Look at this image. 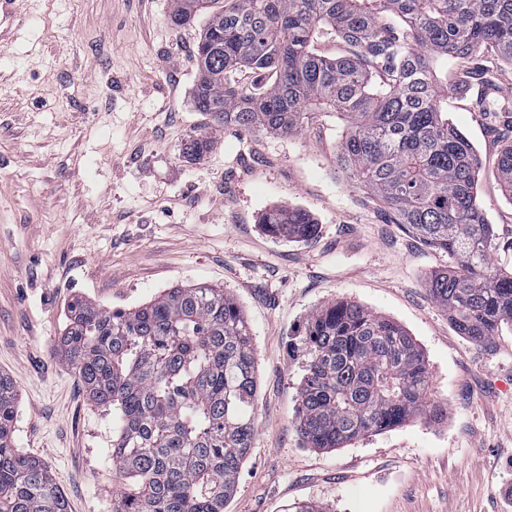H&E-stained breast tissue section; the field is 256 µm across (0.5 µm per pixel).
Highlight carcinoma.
<instances>
[{"label": "carcinoma", "mask_w": 512, "mask_h": 512, "mask_svg": "<svg viewBox=\"0 0 512 512\" xmlns=\"http://www.w3.org/2000/svg\"><path fill=\"white\" fill-rule=\"evenodd\" d=\"M205 25L193 89L208 121L182 154L199 161L235 128L292 135L320 112L345 123L336 161L391 223L452 264L426 288L474 341L512 326V268L494 264V235L477 200L482 162L448 119L435 62L478 79V58L512 65V0H173L170 19ZM317 41L343 55L312 51ZM254 75L250 85L237 74ZM512 202V143L495 161ZM259 223L303 241L311 214L274 206ZM88 400L112 410L106 458L122 480L112 512H224L255 439V355L236 300L206 283L166 289L126 310L83 299L57 343ZM288 353L303 358L297 429L307 448H342L439 409L424 355L398 322L337 300L307 314ZM18 391L0 374V512H68L54 475L14 448Z\"/></svg>", "instance_id": "carcinoma-1"}]
</instances>
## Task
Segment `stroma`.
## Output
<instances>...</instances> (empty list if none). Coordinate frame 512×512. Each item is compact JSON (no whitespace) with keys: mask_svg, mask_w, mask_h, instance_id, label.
Here are the masks:
<instances>
[{"mask_svg":"<svg viewBox=\"0 0 512 512\" xmlns=\"http://www.w3.org/2000/svg\"><path fill=\"white\" fill-rule=\"evenodd\" d=\"M0 41V372L18 387L14 444L42 459L69 512H112L107 412L55 351L71 301L128 309L212 283L243 310L258 395L251 455L224 512H512V327L476 342L430 296L449 265L369 204L336 163L344 123L324 112L293 135L227 129L200 161L192 102L197 27L171 0H21ZM451 88L448 117L484 168L478 202L495 264L512 267V202L493 162L512 130ZM318 221L287 241L260 228L271 206ZM401 324L426 359L440 419L424 416L342 448L304 447L303 368L288 338L336 300Z\"/></svg>","mask_w":512,"mask_h":512,"instance_id":"obj_1","label":"stroma"}]
</instances>
